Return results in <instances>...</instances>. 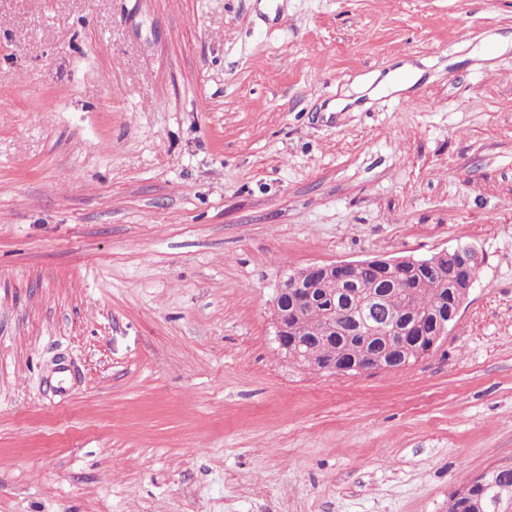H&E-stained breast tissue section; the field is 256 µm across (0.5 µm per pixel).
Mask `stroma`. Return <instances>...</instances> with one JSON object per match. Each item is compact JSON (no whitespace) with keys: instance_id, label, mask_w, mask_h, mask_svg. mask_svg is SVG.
<instances>
[{"instance_id":"35a3bbf8","label":"stroma","mask_w":512,"mask_h":512,"mask_svg":"<svg viewBox=\"0 0 512 512\" xmlns=\"http://www.w3.org/2000/svg\"><path fill=\"white\" fill-rule=\"evenodd\" d=\"M460 244L416 362L278 354L284 272ZM508 461L512 0H0V512H448ZM497 471L495 466L490 467L480 475H478L466 489H461L456 494V499L463 497L476 496L480 499H485V495H490L492 489V475ZM481 491V494H477V491Z\"/></svg>"}]
</instances>
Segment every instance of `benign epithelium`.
I'll use <instances>...</instances> for the list:
<instances>
[{
	"instance_id": "1",
	"label": "benign epithelium",
	"mask_w": 512,
	"mask_h": 512,
	"mask_svg": "<svg viewBox=\"0 0 512 512\" xmlns=\"http://www.w3.org/2000/svg\"><path fill=\"white\" fill-rule=\"evenodd\" d=\"M452 263L459 272L451 288V307L435 304L427 311L406 315L396 312L391 318L378 322L372 315L382 305V294L364 287L360 272L365 267L381 270L390 284L398 286L407 273L418 267H433ZM479 265V253L471 246H457L443 250L424 259L401 257L393 259L373 258L362 261H340L330 264H314L284 274L272 302L271 320L275 341L281 357L298 366L306 365L304 349L314 338L333 336L341 331L337 321L348 319L347 331L365 336L368 341L357 347H347L341 355L323 363L322 371L330 375L361 373L367 368L391 369L409 364L412 351L405 347L406 337H416L434 346L448 333V327L456 318L460 307L473 286L474 267ZM342 280L346 289L341 292L329 285ZM319 302L328 304L317 325H303L308 309ZM492 466L478 475L456 497L479 496L491 493Z\"/></svg>"
}]
</instances>
